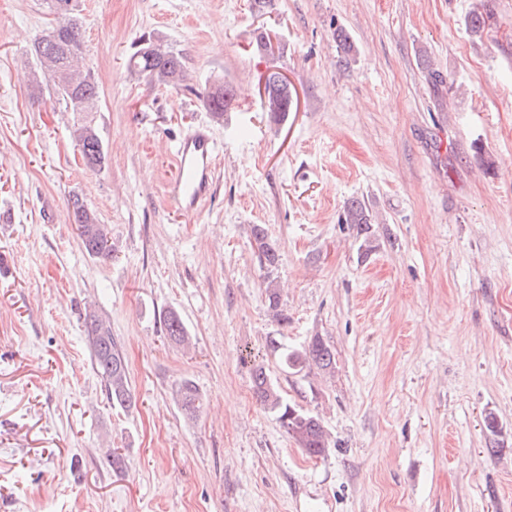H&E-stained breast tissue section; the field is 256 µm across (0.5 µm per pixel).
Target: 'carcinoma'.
<instances>
[{
    "label": "carcinoma",
    "mask_w": 512,
    "mask_h": 512,
    "mask_svg": "<svg viewBox=\"0 0 512 512\" xmlns=\"http://www.w3.org/2000/svg\"><path fill=\"white\" fill-rule=\"evenodd\" d=\"M44 3L48 13L56 15V18L32 46L35 67L28 73L29 86L40 92L42 79L48 78L53 82L54 93L63 100L66 109L71 112H96L100 97L99 86L91 71L79 66L84 43L81 21L75 13L73 0H44ZM129 66L163 85L176 86L183 81L181 58L168 50L157 47L150 50L143 46L131 56ZM267 81L269 95L262 107L271 119L281 122L287 119L292 106L291 90L281 82L277 72L269 73ZM235 97L233 88L223 83L207 92L206 102L212 117L217 121L224 120V114L232 109ZM71 136L87 165L102 167L106 164L102 140L94 126L86 122L79 123L73 127ZM71 218L89 255L106 257L113 252L96 211L77 196L71 200ZM338 222L350 225L362 236L361 247L365 252L374 250L372 218L361 200L356 198L348 201ZM252 234L260 263L270 274L279 265V251L268 241L263 226H253ZM264 288L272 316L279 322H288V316L281 309L280 293L271 277L264 280ZM84 324L91 359L104 383L108 400L115 408L128 409L134 406L135 396L129 386L124 352L121 344L112 336L111 326L94 311L85 312ZM163 329L165 336L175 344L184 345L189 340L184 323L175 312L164 315ZM282 359L289 369L297 372L307 365H313L328 374L336 368L332 348L319 336L312 337L300 350L282 353ZM252 383L260 402L277 412L282 426L306 454L317 457L325 453L330 447L329 435L318 415L284 401L261 364L253 368ZM176 398L186 418L193 420L201 412L203 398L191 381L185 380L179 385Z\"/></svg>",
    "instance_id": "1"
}]
</instances>
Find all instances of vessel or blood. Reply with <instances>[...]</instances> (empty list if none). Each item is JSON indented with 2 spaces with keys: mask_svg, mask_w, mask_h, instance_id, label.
<instances>
[{
  "mask_svg": "<svg viewBox=\"0 0 512 512\" xmlns=\"http://www.w3.org/2000/svg\"><path fill=\"white\" fill-rule=\"evenodd\" d=\"M216 152L212 132L204 124L197 125L178 141L169 192L172 203L182 216H196L202 202L210 195Z\"/></svg>",
  "mask_w": 512,
  "mask_h": 512,
  "instance_id": "1",
  "label": "vessel or blood"
}]
</instances>
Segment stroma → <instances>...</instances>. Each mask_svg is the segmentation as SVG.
I'll return each instance as SVG.
<instances>
[{"label": "stroma", "mask_w": 512, "mask_h": 512, "mask_svg": "<svg viewBox=\"0 0 512 512\" xmlns=\"http://www.w3.org/2000/svg\"><path fill=\"white\" fill-rule=\"evenodd\" d=\"M77 10L94 112L67 111L48 86L31 97L50 17L42 0H0V512H512V0ZM146 37L183 57L182 87L130 72ZM273 71L294 98L279 124L260 97ZM224 82L238 102L218 122L206 94ZM82 122L106 167L72 141ZM200 123L219 153L188 222L167 182L175 137ZM76 195L113 257L85 251ZM353 198L378 242L365 259L338 221ZM256 224L281 254L284 324L267 308ZM89 309L123 346L130 409L112 407L91 364ZM168 311L190 349L166 339ZM314 336L335 351L334 375L290 372L268 347ZM257 362L320 416L325 455L308 457L256 399ZM186 379L203 398L194 420L175 400ZM71 136L80 149L84 162L89 166L102 167L106 164V154L97 129L90 123H77Z\"/></svg>", "instance_id": "obj_1"}]
</instances>
